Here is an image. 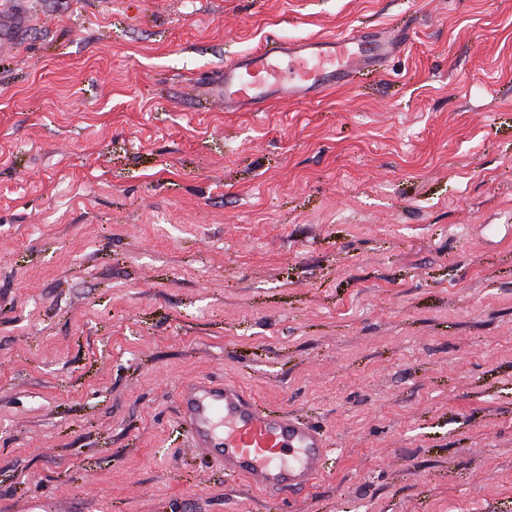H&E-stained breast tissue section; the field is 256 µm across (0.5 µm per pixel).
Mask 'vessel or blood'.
<instances>
[{
	"instance_id": "b4317fda",
	"label": "vessel or blood",
	"mask_w": 512,
	"mask_h": 512,
	"mask_svg": "<svg viewBox=\"0 0 512 512\" xmlns=\"http://www.w3.org/2000/svg\"><path fill=\"white\" fill-rule=\"evenodd\" d=\"M406 43V33L393 28L273 41L227 61L216 92L228 112H262L282 99L311 100L357 70L380 67ZM177 396L180 426L221 461L226 476L291 492L310 488L324 473L328 438L301 418L262 408L227 381L188 380Z\"/></svg>"
}]
</instances>
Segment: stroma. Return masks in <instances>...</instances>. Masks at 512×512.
Listing matches in <instances>:
<instances>
[{"label": "stroma", "mask_w": 512, "mask_h": 512, "mask_svg": "<svg viewBox=\"0 0 512 512\" xmlns=\"http://www.w3.org/2000/svg\"><path fill=\"white\" fill-rule=\"evenodd\" d=\"M0 54V512H512V0H34ZM407 32L311 101L271 39ZM325 432L225 476L177 387ZM407 35L393 28L319 40L271 41L231 58L216 83L228 112H264L274 101L312 100L343 85L359 69H377L405 47Z\"/></svg>", "instance_id": "stroma-1"}]
</instances>
